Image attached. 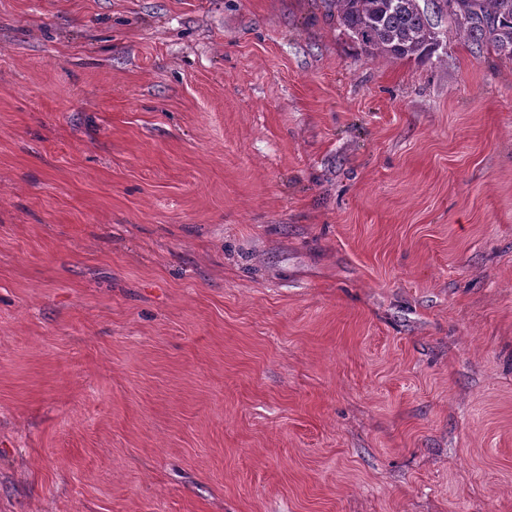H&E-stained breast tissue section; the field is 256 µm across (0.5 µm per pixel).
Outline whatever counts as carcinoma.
Here are the masks:
<instances>
[{
    "label": "carcinoma",
    "mask_w": 512,
    "mask_h": 512,
    "mask_svg": "<svg viewBox=\"0 0 512 512\" xmlns=\"http://www.w3.org/2000/svg\"><path fill=\"white\" fill-rule=\"evenodd\" d=\"M339 25L371 55L426 59L439 42L433 18L457 21L471 48L512 58V0H330Z\"/></svg>",
    "instance_id": "obj_1"
}]
</instances>
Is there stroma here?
Returning <instances> with one entry per match:
<instances>
[{
    "label": "stroma",
    "mask_w": 512,
    "mask_h": 512,
    "mask_svg": "<svg viewBox=\"0 0 512 512\" xmlns=\"http://www.w3.org/2000/svg\"><path fill=\"white\" fill-rule=\"evenodd\" d=\"M324 0H0V512H512V59Z\"/></svg>",
    "instance_id": "obj_1"
}]
</instances>
